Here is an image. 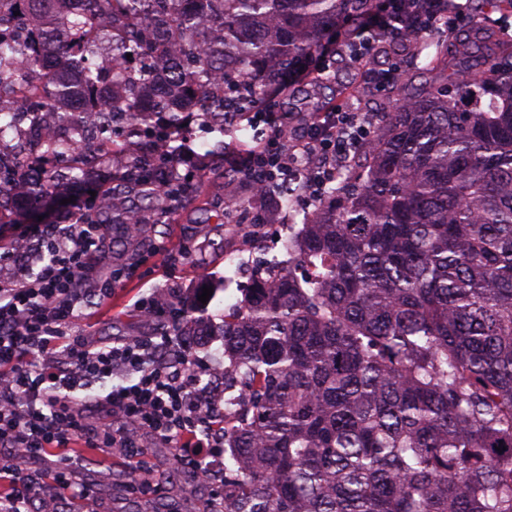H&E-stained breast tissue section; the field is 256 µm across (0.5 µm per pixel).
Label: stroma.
<instances>
[{
    "mask_svg": "<svg viewBox=\"0 0 512 512\" xmlns=\"http://www.w3.org/2000/svg\"><path fill=\"white\" fill-rule=\"evenodd\" d=\"M355 67L338 71L336 78L322 88L304 86L295 96L284 101L290 112H311L317 106L336 103H362L370 112L388 111L391 91H375L359 87L351 77ZM224 166L223 156L213 157L208 171L196 169L193 157H186L182 171L191 175L195 193L191 198L178 202L174 216L168 224L160 226L157 241L166 246L165 253H152L142 259L133 273L123 277L112 288L111 298L91 301L82 319L76 322L73 332L93 337L102 344H111L124 336H153L169 322V311L148 322L138 316L135 302L149 295L172 300L174 295L189 297L197 313L203 314L213 332L208 343L195 346L197 356L209 363H216L224 353L219 335L224 321V309L241 297L245 279L231 276V267L224 261L228 244L227 228L213 223L211 215L224 201V185L215 178ZM213 290L208 301H201L203 287ZM68 453L82 457L81 470L84 481L93 491L91 501L82 502L81 512H95L98 503H105L112 512H136L142 501L169 504L179 512H194L196 503L213 495L214 490L200 485L177 486L178 474L171 460V450L160 444H149L148 461L155 471V487L143 497L128 491L123 480L129 464L119 458L105 460L97 451L71 443Z\"/></svg>",
    "mask_w": 512,
    "mask_h": 512,
    "instance_id": "1",
    "label": "stroma"
}]
</instances>
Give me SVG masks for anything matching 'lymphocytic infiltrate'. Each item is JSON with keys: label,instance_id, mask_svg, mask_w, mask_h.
<instances>
[{"label": "lymphocytic infiltrate", "instance_id": "1", "mask_svg": "<svg viewBox=\"0 0 512 512\" xmlns=\"http://www.w3.org/2000/svg\"><path fill=\"white\" fill-rule=\"evenodd\" d=\"M358 24L341 21L316 64H303L277 88L285 94L299 84L319 82L334 71L337 51L348 52L364 84H391L396 71L379 72L370 52L358 46ZM251 118L273 135L252 152L249 171L276 179L292 157V144L279 137L289 116L268 106ZM304 148L324 165L340 162L361 142L372 120L340 104L307 113ZM36 251L38 272L0 278V512H34L37 502L63 491L88 497L63 448L71 441L135 464L134 491L147 492L153 480L143 436L174 448V460L196 482L209 474L206 461L224 454V433L214 401H195L209 369L187 344L127 338L100 347L72 335L89 298H107L122 278L112 267V243L101 224H38L0 241V267L17 265L23 250ZM131 376L105 396L83 395L93 383ZM55 457L53 468L31 461Z\"/></svg>", "mask_w": 512, "mask_h": 512}]
</instances>
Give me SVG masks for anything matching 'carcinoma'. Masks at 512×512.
Here are the masks:
<instances>
[{
  "label": "carcinoma",
  "instance_id": "1",
  "mask_svg": "<svg viewBox=\"0 0 512 512\" xmlns=\"http://www.w3.org/2000/svg\"><path fill=\"white\" fill-rule=\"evenodd\" d=\"M14 2L32 35L0 32V85L35 83L29 107L68 124L92 112L123 124L68 171L81 182L122 160L99 192L114 267L148 252L165 192L192 193L178 171L185 113L209 134L200 170L226 147L247 156L264 134L240 108L264 104L337 21L379 32L377 0H103L92 18L68 0ZM468 7L472 37L394 79L373 147L327 178L288 259H269L224 310V372L242 388L224 414V512H512V36L490 23L512 0ZM388 18L378 55L415 52L419 23ZM99 25L110 80L86 36ZM148 32L174 52L150 78ZM242 178L243 159H224V184ZM52 189L43 164L30 195ZM243 205L224 196L215 223ZM26 215L0 167V224ZM162 334L211 336L188 307Z\"/></svg>",
  "mask_w": 512,
  "mask_h": 512
}]
</instances>
